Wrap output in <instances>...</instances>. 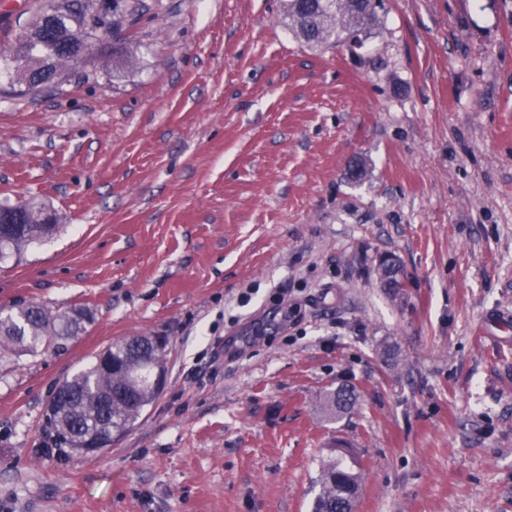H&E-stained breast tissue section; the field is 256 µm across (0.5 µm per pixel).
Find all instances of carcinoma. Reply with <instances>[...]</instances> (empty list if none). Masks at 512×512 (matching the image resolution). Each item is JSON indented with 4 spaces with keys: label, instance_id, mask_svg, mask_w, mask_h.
<instances>
[{
    "label": "carcinoma",
    "instance_id": "carcinoma-1",
    "mask_svg": "<svg viewBox=\"0 0 512 512\" xmlns=\"http://www.w3.org/2000/svg\"><path fill=\"white\" fill-rule=\"evenodd\" d=\"M124 10L112 16V25L124 28L133 20L135 0H124ZM96 0H53L52 15L37 10L15 49L0 54V68L18 64L22 81L31 91L62 82L70 66L100 38L91 24ZM372 0H285L283 22L301 41L312 46H339L361 34L376 21ZM25 224L11 235L0 237V261L18 255L30 245L51 237L58 225L50 223L46 207L21 203ZM90 322L81 308L50 310L39 304L0 307V363L12 357L56 348L59 341L79 336ZM112 367L101 359L65 380L69 400L47 422L59 440L82 451L86 435L104 430L119 436L132 428L150 405L157 391L150 374L165 367L161 344L148 336H134L107 348ZM356 403L353 389L341 386L326 393L324 410L340 419ZM361 481L360 473L338 462L328 464L312 512H343L352 504Z\"/></svg>",
    "mask_w": 512,
    "mask_h": 512
}]
</instances>
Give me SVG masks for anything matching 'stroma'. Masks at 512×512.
<instances>
[{
    "label": "stroma",
    "mask_w": 512,
    "mask_h": 512,
    "mask_svg": "<svg viewBox=\"0 0 512 512\" xmlns=\"http://www.w3.org/2000/svg\"><path fill=\"white\" fill-rule=\"evenodd\" d=\"M46 2L0 0V52ZM139 3L138 69L0 75V203L61 226L0 263V306L92 315L0 365V512H311L341 442L354 512H512V0H381L323 50L281 0ZM133 336L156 399L60 443L56 387ZM356 398L354 390L347 386L326 393L323 405L327 417L337 421L355 405Z\"/></svg>",
    "instance_id": "35a3bbf8"
}]
</instances>
